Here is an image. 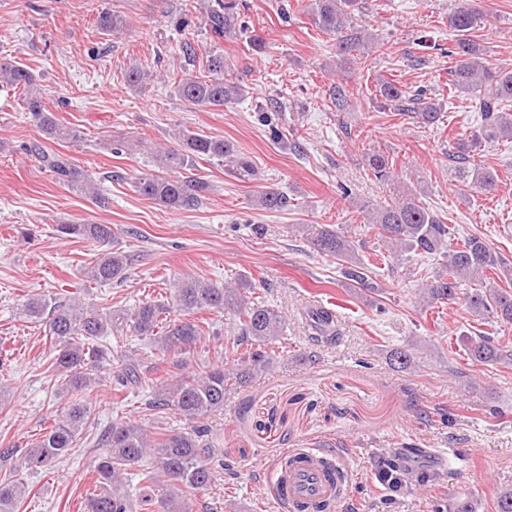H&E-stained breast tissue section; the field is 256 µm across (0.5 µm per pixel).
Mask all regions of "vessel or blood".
I'll return each instance as SVG.
<instances>
[{
    "mask_svg": "<svg viewBox=\"0 0 512 512\" xmlns=\"http://www.w3.org/2000/svg\"><path fill=\"white\" fill-rule=\"evenodd\" d=\"M286 466H274L268 473L274 493L288 512H316L325 507L336 512L349 497L348 466L340 457H327L317 448L286 453Z\"/></svg>",
    "mask_w": 512,
    "mask_h": 512,
    "instance_id": "vessel-or-blood-1",
    "label": "vessel or blood"
}]
</instances>
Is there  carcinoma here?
Instances as JSON below:
<instances>
[{"label": "carcinoma", "instance_id": "obj_1", "mask_svg": "<svg viewBox=\"0 0 512 512\" xmlns=\"http://www.w3.org/2000/svg\"><path fill=\"white\" fill-rule=\"evenodd\" d=\"M473 0H458L448 14V27L455 32V45L448 50V97L467 96L473 111L481 113L482 125L472 142H458L450 155L454 178L464 194L492 195L498 189V175L490 167L471 159L473 147L482 142H512V69L492 67L475 32L483 15ZM359 0H309L306 10L317 28L336 37V56L340 59L363 56L378 42L377 35L353 22ZM206 25L214 43L232 37L241 28L235 0H214L206 10ZM102 31L117 33L124 28L121 16L103 13L98 18ZM224 51L214 47L207 55V74H187L175 85V93L193 105L221 109L244 98L240 84L224 79ZM153 74L134 67L127 82L137 90L145 89ZM0 83L24 94L25 109L33 122L50 140L76 142L72 129L64 126L55 113L46 110L41 89L29 69L16 61L0 60ZM382 104L408 115L417 123L433 125L441 120L442 104L427 99L426 91L406 90L396 80L381 78L375 85ZM179 147H159L153 152L154 171L136 182L137 191L158 205L172 210L195 207L205 198L209 184L195 177L200 160L232 164L240 177H253L251 162L234 144L222 138L197 133H178ZM28 152L58 181L84 195L97 199L99 188L91 177L70 159L49 152L34 143ZM373 177L384 184L395 181L394 161L376 152L368 156ZM256 206L278 211L288 206V198L279 189L266 185L256 195ZM367 223L381 230L392 259L406 253L440 256L441 272L419 288L426 303H448L459 299L462 283L472 285L465 291L470 313L493 317L500 324H512V288L501 286L494 275L512 281V266L507 264L485 238L474 234L456 247L450 246L452 227L443 222L423 201L422 191L407 189L391 197L367 215ZM313 250L333 258L342 276L367 296L382 292L370 275V268L359 254V244L333 224H297ZM60 233L77 239L106 244L114 235L110 224H62ZM130 268L129 255L118 249H106L83 269L91 282L106 286L121 283ZM255 285L246 280L227 282L219 287L210 282L184 278L174 284L173 301L181 314L170 318L171 307L159 300L145 299L133 309L102 310L79 301H61L56 297H36L22 308L24 316L42 322L55 349L49 369L62 380L60 390L70 394L67 407L53 424L22 453L25 470L36 472L50 466L73 447L88 419L84 397L96 381L108 373L123 387L148 386L152 391L149 410L160 407L174 410L187 426L177 431L151 430V426L131 420L112 422L98 438L104 452L95 465V480L85 496L86 512H137L155 506L159 512H192L194 493L215 481L219 451L209 420L224 411V399L233 390L268 372L274 358L268 346L282 335L285 319L274 309L249 296ZM201 310L216 311L235 319L236 345H246L234 353L232 363L212 365L178 377L176 380L147 378L135 361L103 343L108 336H137L157 349L158 354L181 355L189 352L205 333L204 322L193 319ZM307 319L321 336H334L335 314L328 308L311 310ZM468 360L476 365H512V347L485 333L464 340ZM139 467V486L128 489L126 471ZM20 478L0 480V512H17L25 495Z\"/></svg>", "mask_w": 512, "mask_h": 512}]
</instances>
